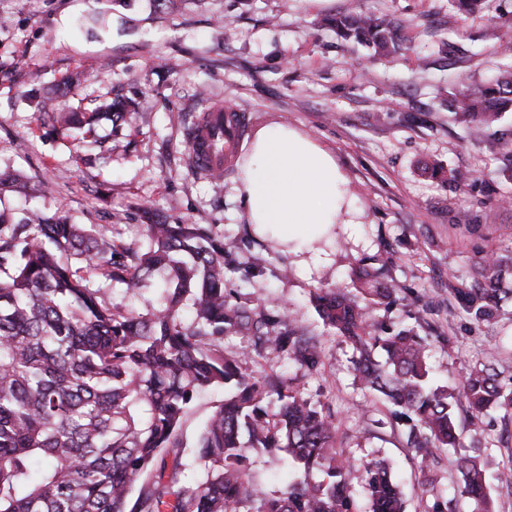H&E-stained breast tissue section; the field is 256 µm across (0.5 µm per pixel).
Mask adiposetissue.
Listing matches in <instances>:
<instances>
[{
	"label": "adipose tissue",
	"mask_w": 512,
	"mask_h": 512,
	"mask_svg": "<svg viewBox=\"0 0 512 512\" xmlns=\"http://www.w3.org/2000/svg\"><path fill=\"white\" fill-rule=\"evenodd\" d=\"M235 192L255 232L284 248L319 244L358 212L333 154L282 122L256 130Z\"/></svg>",
	"instance_id": "adipose-tissue-1"
}]
</instances>
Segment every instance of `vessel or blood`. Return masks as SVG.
<instances>
[{"label":"vessel or blood","mask_w":512,"mask_h":512,"mask_svg":"<svg viewBox=\"0 0 512 512\" xmlns=\"http://www.w3.org/2000/svg\"><path fill=\"white\" fill-rule=\"evenodd\" d=\"M246 116L240 109L215 103L209 107L190 139L189 160L202 174L227 169L243 137Z\"/></svg>","instance_id":"b4317fda"}]
</instances>
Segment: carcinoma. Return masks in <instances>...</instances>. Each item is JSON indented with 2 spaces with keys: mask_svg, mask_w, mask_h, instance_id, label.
Instances as JSON below:
<instances>
[{
  "mask_svg": "<svg viewBox=\"0 0 512 512\" xmlns=\"http://www.w3.org/2000/svg\"><path fill=\"white\" fill-rule=\"evenodd\" d=\"M344 38L374 53L400 51L391 21L356 13L331 21ZM52 129L115 128L135 114L131 100L102 101L75 112L49 98ZM456 114L490 127L512 107V69L453 99ZM28 194V178L0 169V191ZM148 246L112 242L103 225L75 224L33 210L15 220L0 212V512H359L353 465L336 449V425L322 406L292 394L272 370L252 371L224 352V336L251 337L256 353L272 351L307 371L316 342L288 327L287 314L255 312L227 300L224 238L210 224H168L140 207ZM483 283L456 289L461 310L492 325L500 310L502 273L512 259H486ZM161 272L160 304L142 313L106 300L96 278L135 289ZM356 294L316 288L311 301L323 324L355 351L362 389L407 416V445L431 462L455 455L460 485L431 483L429 512H492L491 474L480 456L458 452L457 410L477 426L493 411L512 415V376L493 366L470 368L455 385L440 384L428 363V337L413 327L373 333L367 309L395 289L365 270L352 274ZM224 391L193 443L200 477L182 479L184 426L198 395ZM264 456L288 463V479L267 489L251 469ZM369 512H405L391 462L364 467Z\"/></svg>",
  "mask_w": 512,
  "mask_h": 512,
  "instance_id": "obj_1",
  "label": "carcinoma"
}]
</instances>
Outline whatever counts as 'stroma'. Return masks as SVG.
<instances>
[{"instance_id": "obj_1", "label": "stroma", "mask_w": 512, "mask_h": 512, "mask_svg": "<svg viewBox=\"0 0 512 512\" xmlns=\"http://www.w3.org/2000/svg\"><path fill=\"white\" fill-rule=\"evenodd\" d=\"M453 0H183L177 10L153 0H0V167L27 175L31 200L5 191L0 211L26 204L101 224L118 244L145 245L138 204L153 202L172 224L212 225L224 238L225 285L258 310L287 305L292 328L319 342L321 363L307 373L267 360L299 397L321 401L336 423V447L354 466L375 457L394 464L406 512H427L422 485L458 478L448 453L432 467L406 445L409 424L365 401L353 350L324 328L310 295L345 288L363 268L396 288L397 300L370 315L372 325H411L430 340V363L457 383L471 367L494 365L512 376V276L492 327L468 321L453 298L484 272L488 256L512 254V112L474 130L449 103L465 85L512 67L497 38L512 37V0L447 21ZM402 22L405 47L390 57L340 37L328 19L354 13ZM49 91L71 73L84 81L74 102L120 97L140 112L124 146L84 163L75 135L42 128L28 76ZM248 113L250 130L285 122L331 151L362 211L318 249L280 252L255 234L235 198L238 170L216 180L189 163L185 129L207 104ZM467 174L464 182L453 180ZM466 449L489 445V466L512 463V418L493 413L474 433L457 414Z\"/></svg>"}]
</instances>
